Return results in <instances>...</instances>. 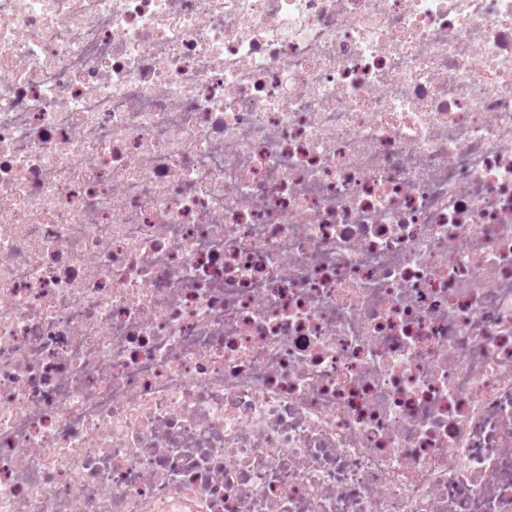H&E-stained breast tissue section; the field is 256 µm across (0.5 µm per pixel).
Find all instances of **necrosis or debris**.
I'll use <instances>...</instances> for the list:
<instances>
[{
	"label": "necrosis or debris",
	"instance_id": "4bbe7bcc",
	"mask_svg": "<svg viewBox=\"0 0 512 512\" xmlns=\"http://www.w3.org/2000/svg\"><path fill=\"white\" fill-rule=\"evenodd\" d=\"M0 512H512V0H0Z\"/></svg>",
	"mask_w": 512,
	"mask_h": 512
}]
</instances>
